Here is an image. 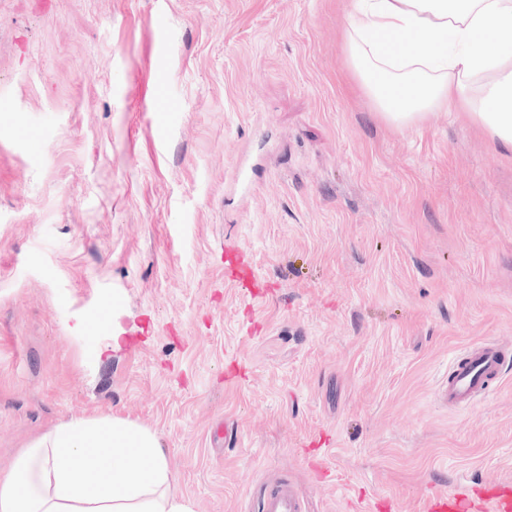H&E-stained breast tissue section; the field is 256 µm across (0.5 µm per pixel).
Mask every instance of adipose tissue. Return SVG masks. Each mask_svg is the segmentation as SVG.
I'll list each match as a JSON object with an SVG mask.
<instances>
[{
    "instance_id": "obj_1",
    "label": "adipose tissue",
    "mask_w": 512,
    "mask_h": 512,
    "mask_svg": "<svg viewBox=\"0 0 512 512\" xmlns=\"http://www.w3.org/2000/svg\"><path fill=\"white\" fill-rule=\"evenodd\" d=\"M345 49L375 112L403 128L458 112L512 151V0H350ZM0 512H192L158 432L73 418L0 479Z\"/></svg>"
}]
</instances>
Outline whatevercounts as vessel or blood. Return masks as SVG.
Returning <instances> with one entry per match:
<instances>
[{
	"label": "vessel or blood",
	"mask_w": 512,
	"mask_h": 512,
	"mask_svg": "<svg viewBox=\"0 0 512 512\" xmlns=\"http://www.w3.org/2000/svg\"><path fill=\"white\" fill-rule=\"evenodd\" d=\"M224 274L244 287L256 285L254 271L241 252L227 253ZM505 366L503 349L482 342L473 344L463 358L450 365L437 395L452 407L470 405L485 394L491 380L500 378ZM424 504L425 512H471L476 505L482 512H512V484L483 488L463 484L449 493L429 494ZM259 508L261 512H304V503L290 480L283 477L263 489Z\"/></svg>",
	"instance_id": "vessel-or-blood-1"
}]
</instances>
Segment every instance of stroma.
Instances as JSON below:
<instances>
[{
    "instance_id": "1",
    "label": "stroma",
    "mask_w": 512,
    "mask_h": 512,
    "mask_svg": "<svg viewBox=\"0 0 512 512\" xmlns=\"http://www.w3.org/2000/svg\"><path fill=\"white\" fill-rule=\"evenodd\" d=\"M50 2L0 0V476L113 415L193 512L283 474L308 512L512 482V369L437 397L471 344L512 352V152L456 112L382 121L345 0ZM230 245L273 295L225 279Z\"/></svg>"
}]
</instances>
